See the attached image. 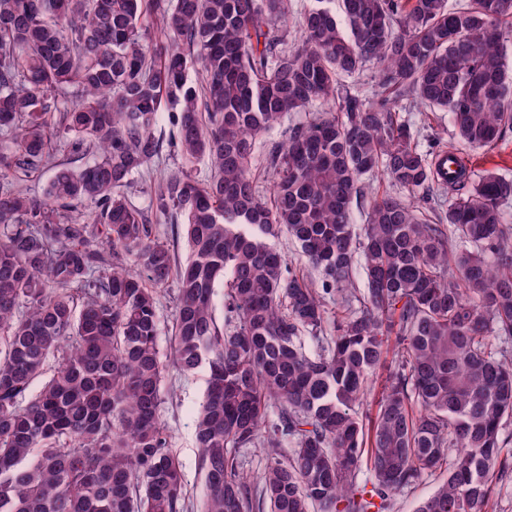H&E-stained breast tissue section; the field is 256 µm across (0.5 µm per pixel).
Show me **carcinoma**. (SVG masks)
Listing matches in <instances>:
<instances>
[{
    "mask_svg": "<svg viewBox=\"0 0 512 512\" xmlns=\"http://www.w3.org/2000/svg\"><path fill=\"white\" fill-rule=\"evenodd\" d=\"M511 48L512 0H0V512H186L160 406L169 373L202 366L200 512H390L440 470L416 512H488L512 470V178L474 180L456 143L512 130ZM368 63L366 98L344 78ZM407 104L447 112L458 142L421 151ZM317 105L257 173L271 127ZM165 112L168 146L211 174L161 177L144 210L123 189L161 155ZM62 134L95 160L33 198L15 173L46 168ZM379 173L393 190L365 195ZM155 218L184 226V262ZM283 233L320 284L274 248ZM161 292L159 297V319H160V336L159 348L160 352L165 357L170 353L171 343V327L175 311V295L176 288L174 284L169 283L168 286ZM240 472L248 474L251 478L259 476L265 463L264 448H246L241 452ZM442 478L443 474L439 472L433 475H424L414 488L405 490L394 497V506L390 512H415L417 503L430 495Z\"/></svg>",
    "mask_w": 512,
    "mask_h": 512,
    "instance_id": "obj_1",
    "label": "carcinoma"
}]
</instances>
